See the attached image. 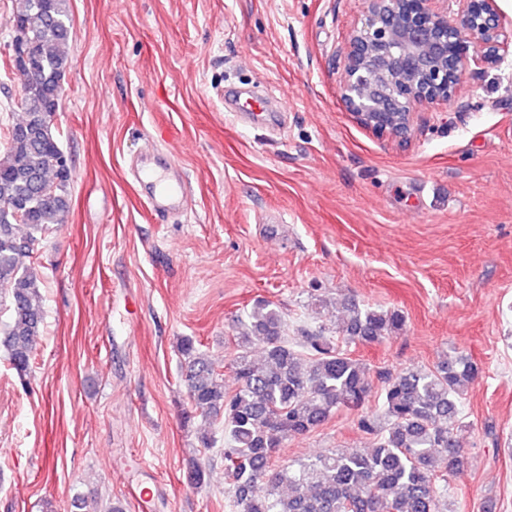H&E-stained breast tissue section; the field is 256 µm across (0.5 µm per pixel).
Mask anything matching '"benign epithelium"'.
<instances>
[{
    "instance_id": "benign-epithelium-1",
    "label": "benign epithelium",
    "mask_w": 512,
    "mask_h": 512,
    "mask_svg": "<svg viewBox=\"0 0 512 512\" xmlns=\"http://www.w3.org/2000/svg\"><path fill=\"white\" fill-rule=\"evenodd\" d=\"M434 2L364 0L361 25L349 36L341 101L378 138L410 142L419 107L451 102L471 67L497 66L512 42V23L498 0H449L463 16L460 24ZM10 50L17 75L32 74L34 47L14 37Z\"/></svg>"
}]
</instances>
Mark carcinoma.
Masks as SVG:
<instances>
[{
  "mask_svg": "<svg viewBox=\"0 0 512 512\" xmlns=\"http://www.w3.org/2000/svg\"><path fill=\"white\" fill-rule=\"evenodd\" d=\"M8 24L28 28L40 58L37 75L23 81V116L7 128L0 149V304L9 311L0 322V347L22 379L43 328L34 250L70 209L55 125L72 62L69 0H18ZM403 325L395 309L350 300L335 327L290 337L280 310L258 301L230 353L238 381L232 392L200 344L181 338L191 407L222 422L224 479L238 512H453L440 503L448 501V476L467 463L458 405L478 368L461 356L429 370L384 372L382 405L375 414L363 412L368 368L350 347L381 344ZM256 346L259 359L252 356ZM340 408L360 412L358 428L372 436L373 448H328L307 462L273 467L285 440L319 427Z\"/></svg>",
  "mask_w": 512,
  "mask_h": 512,
  "instance_id": "obj_1",
  "label": "carcinoma"
}]
</instances>
